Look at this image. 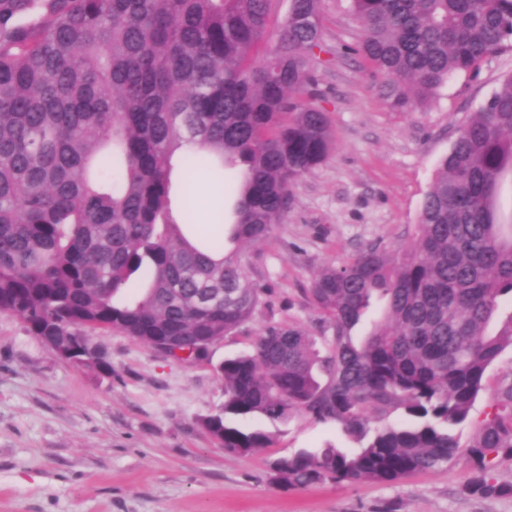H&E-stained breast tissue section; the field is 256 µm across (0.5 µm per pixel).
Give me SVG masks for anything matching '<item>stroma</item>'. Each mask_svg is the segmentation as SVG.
<instances>
[{
  "label": "stroma",
  "mask_w": 512,
  "mask_h": 512,
  "mask_svg": "<svg viewBox=\"0 0 512 512\" xmlns=\"http://www.w3.org/2000/svg\"><path fill=\"white\" fill-rule=\"evenodd\" d=\"M362 28L349 0H321L323 52L314 64L333 147L289 190L287 210L267 241L242 261L266 288V307L207 360L173 361L121 332L91 340L112 362L108 376L64 361L0 311V512H512V496L464 490L468 464L397 483L311 485L283 491L271 480L278 457L303 449L351 447L340 425L304 416L248 425L272 434L271 447L225 452L200 426L224 401L214 367L251 350L268 320L314 329V276L370 244L393 251L415 238L439 160L460 127L512 74V40L477 71L451 75L423 106L393 109L371 65L345 53ZM512 350L488 371V388L457 427L468 443L503 377Z\"/></svg>",
  "instance_id": "stroma-1"
}]
</instances>
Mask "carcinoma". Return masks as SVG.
<instances>
[{
    "mask_svg": "<svg viewBox=\"0 0 512 512\" xmlns=\"http://www.w3.org/2000/svg\"><path fill=\"white\" fill-rule=\"evenodd\" d=\"M0 0V311L57 356L112 375L85 330L119 331L182 363L209 356L262 305L236 244L263 243L290 186L332 148L317 84L320 0ZM366 59L392 108L409 112L448 76L471 72L512 38V0H351ZM265 46L262 54L254 50ZM224 183L236 174L225 238L174 202V160ZM119 171L117 178L102 168ZM512 171V75L461 127L403 252L379 244L323 268L310 289L315 331L271 321L251 352L216 367L224 402L201 420L224 451L272 445L235 419L295 415L341 424L357 444L273 462L284 490L392 484L471 462L466 490L512 494L494 459L512 457V380L500 383L476 438L455 428L512 348V224L495 200ZM146 283L123 296L132 275ZM383 317L354 339L370 308ZM322 340L326 351L317 348ZM405 423L377 425L393 412Z\"/></svg>",
    "mask_w": 512,
    "mask_h": 512,
    "instance_id": "1",
    "label": "carcinoma"
}]
</instances>
